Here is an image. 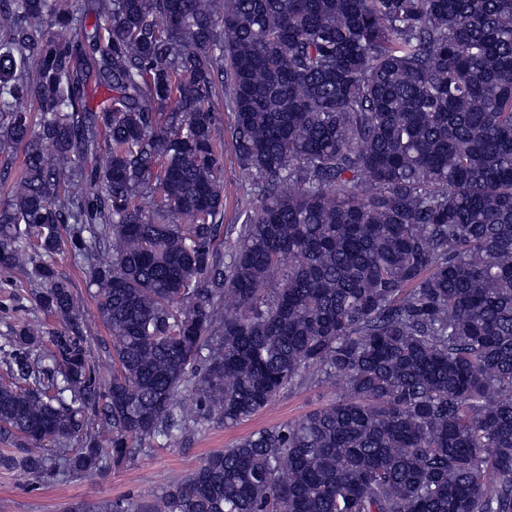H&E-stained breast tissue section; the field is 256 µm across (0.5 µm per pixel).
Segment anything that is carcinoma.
<instances>
[{
  "mask_svg": "<svg viewBox=\"0 0 512 512\" xmlns=\"http://www.w3.org/2000/svg\"><path fill=\"white\" fill-rule=\"evenodd\" d=\"M226 90L255 199L227 248ZM20 147L0 271L60 328L0 344L1 470L98 477L340 383L100 512H512V0H0ZM54 261L57 269L71 279L74 288L80 295L81 307L86 320V334L93 350L95 363L105 369L108 362L103 356L99 359L97 357L98 345L102 343L103 340H108V331L100 322L95 305L87 295L84 266L67 251L65 244L61 245V250L54 256Z\"/></svg>",
  "mask_w": 512,
  "mask_h": 512,
  "instance_id": "1",
  "label": "carcinoma"
}]
</instances>
